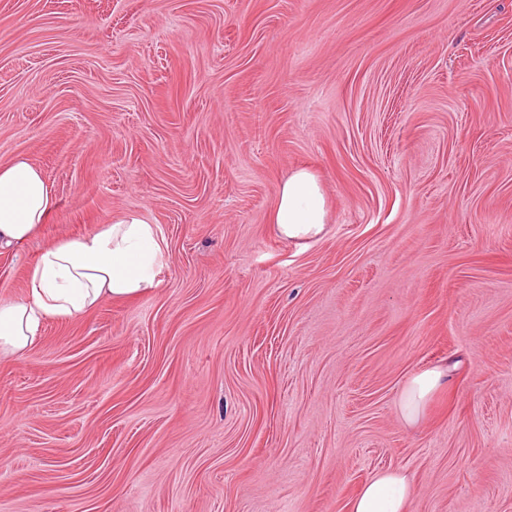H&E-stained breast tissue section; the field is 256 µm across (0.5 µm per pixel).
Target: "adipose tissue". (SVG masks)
I'll return each instance as SVG.
<instances>
[{"label": "adipose tissue", "mask_w": 512, "mask_h": 512, "mask_svg": "<svg viewBox=\"0 0 512 512\" xmlns=\"http://www.w3.org/2000/svg\"><path fill=\"white\" fill-rule=\"evenodd\" d=\"M56 205L39 166L21 157L0 164V247L29 242ZM328 215L317 175L299 168L279 185L269 221L280 237L309 241L322 235ZM165 249L157 228L136 211L88 234L47 244L28 267L26 295L0 301V357H25L37 343L45 320L75 318L106 298L149 293L158 285ZM448 381L442 365L413 372L399 396L403 422L417 426L428 398L447 387ZM414 495L412 475L382 470L360 488L351 512H410Z\"/></svg>", "instance_id": "obj_1"}]
</instances>
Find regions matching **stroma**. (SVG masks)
<instances>
[{
	"mask_svg": "<svg viewBox=\"0 0 512 512\" xmlns=\"http://www.w3.org/2000/svg\"><path fill=\"white\" fill-rule=\"evenodd\" d=\"M128 210L158 288L0 358V512H512V0H0V162ZM317 174L323 235L268 217ZM450 365L416 428L415 370ZM415 495V479L401 470H381L358 491L352 512H409Z\"/></svg>",
	"mask_w": 512,
	"mask_h": 512,
	"instance_id": "1",
	"label": "stroma"
}]
</instances>
